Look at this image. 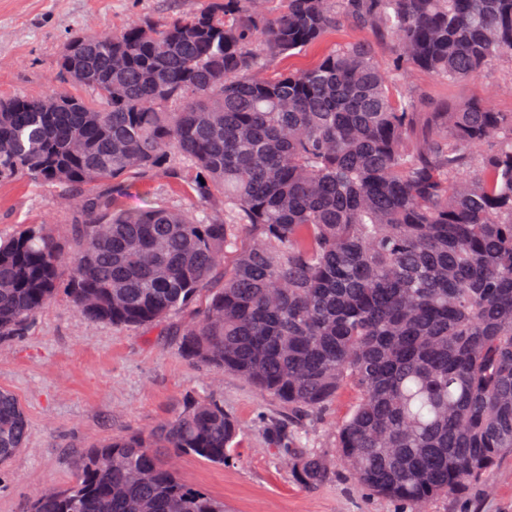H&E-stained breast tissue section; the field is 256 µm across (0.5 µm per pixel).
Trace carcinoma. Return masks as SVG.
I'll return each mask as SVG.
<instances>
[{
    "mask_svg": "<svg viewBox=\"0 0 512 512\" xmlns=\"http://www.w3.org/2000/svg\"><path fill=\"white\" fill-rule=\"evenodd\" d=\"M212 0L164 22L66 40L70 91L0 98V182L60 192L71 244L47 224L0 237V341L59 294L90 323L140 329L189 315L180 355L235 373L294 416L351 387L336 454L374 495L426 512L512 451V112L480 99L421 111L414 71L454 84L512 61V0ZM346 24L297 73L270 71ZM193 171L195 206L121 205ZM28 417L0 385V463ZM240 430L193 399L144 434L96 444L70 484L26 512H224L183 456L224 465ZM310 487L328 460L275 426Z\"/></svg>",
    "mask_w": 512,
    "mask_h": 512,
    "instance_id": "1",
    "label": "carcinoma"
}]
</instances>
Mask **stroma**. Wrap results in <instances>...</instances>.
I'll return each mask as SVG.
<instances>
[{
	"label": "stroma",
	"instance_id": "stroma-1",
	"mask_svg": "<svg viewBox=\"0 0 512 512\" xmlns=\"http://www.w3.org/2000/svg\"><path fill=\"white\" fill-rule=\"evenodd\" d=\"M210 0H0V98L43 97L59 91L56 61L65 40L99 28L119 31L135 15L162 22L205 9ZM347 26L329 31L300 54L278 60L275 71L309 66L337 44L359 38ZM410 89L429 112L444 101L485 97L499 112H512V63L501 62L469 82L442 83L416 73ZM190 175L171 184L140 185L123 198L142 208L164 198L182 206L192 199ZM52 220L60 236L69 212L54 189L20 176L0 183V234L19 224ZM0 384L16 396L29 419L25 445L4 466L0 512H24L44 488L66 487L73 463L90 445L147 430L171 418L189 397H213L238 421L239 456L224 466L185 457L178 474L186 483L223 500L224 512H402L399 503L370 494L350 480L336 454V425L355 400L343 390L336 401L299 426L310 447L324 452L333 478L315 488L283 467L269 441V427L287 421L286 404L260 395L242 377L186 362L177 339L159 330H125L83 319L58 296L21 337L0 341ZM428 512H512V453L462 493L433 500Z\"/></svg>",
	"mask_w": 512,
	"mask_h": 512
}]
</instances>
